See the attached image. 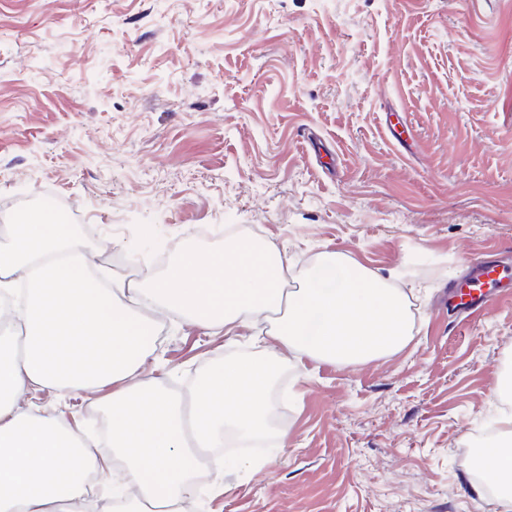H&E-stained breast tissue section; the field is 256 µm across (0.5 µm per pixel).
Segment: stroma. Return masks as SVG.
Returning <instances> with one entry per match:
<instances>
[{
  "label": "stroma",
  "instance_id": "1",
  "mask_svg": "<svg viewBox=\"0 0 512 512\" xmlns=\"http://www.w3.org/2000/svg\"><path fill=\"white\" fill-rule=\"evenodd\" d=\"M42 195L127 279L246 228L409 299L401 350L285 362V447L195 512H512L466 458L512 399V297L442 303L465 258L512 255V0H0V221ZM266 353L170 315L146 372L187 396ZM37 404L111 426L84 396Z\"/></svg>",
  "mask_w": 512,
  "mask_h": 512
}]
</instances>
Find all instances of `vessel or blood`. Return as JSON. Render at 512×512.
<instances>
[{
    "label": "vessel or blood",
    "instance_id": "obj_1",
    "mask_svg": "<svg viewBox=\"0 0 512 512\" xmlns=\"http://www.w3.org/2000/svg\"><path fill=\"white\" fill-rule=\"evenodd\" d=\"M468 266V275L449 286L447 300L457 314L470 319L488 310L512 289V276L500 261L474 258Z\"/></svg>",
    "mask_w": 512,
    "mask_h": 512
}]
</instances>
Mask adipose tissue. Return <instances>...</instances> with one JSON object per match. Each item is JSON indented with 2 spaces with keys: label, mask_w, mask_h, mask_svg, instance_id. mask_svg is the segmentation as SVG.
Here are the masks:
<instances>
[{
  "label": "adipose tissue",
  "mask_w": 512,
  "mask_h": 512,
  "mask_svg": "<svg viewBox=\"0 0 512 512\" xmlns=\"http://www.w3.org/2000/svg\"><path fill=\"white\" fill-rule=\"evenodd\" d=\"M285 253L242 235L220 251L189 249L161 277L123 279L93 262L72 225L20 213L0 226V295L25 289L16 327L0 328V512H86L88 474L127 489L121 512H184L196 470L193 447L220 448L228 432L261 433L274 402L269 384L288 357L357 363L391 354L413 334L407 297L344 255L319 253L288 291ZM269 328L267 358L207 368L191 406L146 376L158 319L180 313L204 331ZM114 475L98 440L40 415L35 390L94 394L104 387Z\"/></svg>",
  "instance_id": "adipose-tissue-1"
}]
</instances>
